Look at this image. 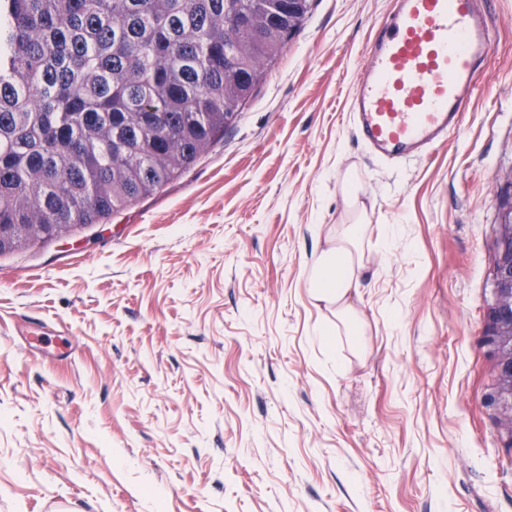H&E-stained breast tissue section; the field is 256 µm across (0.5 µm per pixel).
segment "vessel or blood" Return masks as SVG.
Wrapping results in <instances>:
<instances>
[{"instance_id": "1", "label": "vessel or blood", "mask_w": 512, "mask_h": 512, "mask_svg": "<svg viewBox=\"0 0 512 512\" xmlns=\"http://www.w3.org/2000/svg\"><path fill=\"white\" fill-rule=\"evenodd\" d=\"M491 47L478 0H398L350 98L354 128L370 153L423 158L447 141Z\"/></svg>"}]
</instances>
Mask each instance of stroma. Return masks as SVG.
Segmentation results:
<instances>
[{"instance_id":"obj_1","label":"stroma","mask_w":512,"mask_h":512,"mask_svg":"<svg viewBox=\"0 0 512 512\" xmlns=\"http://www.w3.org/2000/svg\"><path fill=\"white\" fill-rule=\"evenodd\" d=\"M396 2L312 0L187 173L0 255V512H512L484 342L512 0H480L493 43L459 131L385 163L348 106ZM349 172L361 336L307 288Z\"/></svg>"}]
</instances>
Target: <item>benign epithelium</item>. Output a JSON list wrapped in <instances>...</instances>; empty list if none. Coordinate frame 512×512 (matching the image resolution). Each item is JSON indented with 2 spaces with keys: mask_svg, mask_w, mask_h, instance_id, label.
<instances>
[{
  "mask_svg": "<svg viewBox=\"0 0 512 512\" xmlns=\"http://www.w3.org/2000/svg\"><path fill=\"white\" fill-rule=\"evenodd\" d=\"M502 240L500 254L493 260V294L491 305L495 321L489 336L497 354L500 373L509 379V393L501 407V427L512 437V200L500 211L496 231Z\"/></svg>",
  "mask_w": 512,
  "mask_h": 512,
  "instance_id": "obj_1",
  "label": "benign epithelium"
}]
</instances>
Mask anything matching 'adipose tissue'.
<instances>
[{
    "instance_id": "1",
    "label": "adipose tissue",
    "mask_w": 512,
    "mask_h": 512,
    "mask_svg": "<svg viewBox=\"0 0 512 512\" xmlns=\"http://www.w3.org/2000/svg\"><path fill=\"white\" fill-rule=\"evenodd\" d=\"M345 183L354 210L351 222L336 224L325 234L326 246L316 255L308 276L309 296L315 304L324 306L335 314L351 332L362 329L363 323L355 308L352 296L360 286L365 267L364 242L369 227L365 222V207L361 203L357 179L347 176Z\"/></svg>"
}]
</instances>
